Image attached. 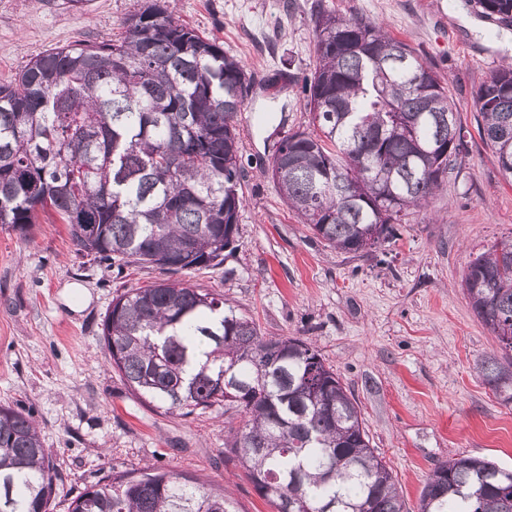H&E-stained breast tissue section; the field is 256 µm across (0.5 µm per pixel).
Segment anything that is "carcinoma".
Listing matches in <instances>:
<instances>
[{"label": "carcinoma", "mask_w": 512, "mask_h": 512, "mask_svg": "<svg viewBox=\"0 0 512 512\" xmlns=\"http://www.w3.org/2000/svg\"><path fill=\"white\" fill-rule=\"evenodd\" d=\"M512 19V0H477ZM116 40H75L0 84V224L24 233L46 209L101 262L217 268L243 204L238 117L250 94L224 44L145 0ZM311 74L288 73L315 129L286 134L268 172L324 247L370 253L424 208L466 146L444 78L383 22L320 10ZM481 138L512 180V63L478 92ZM178 160L177 165L169 162ZM477 317L512 353V240L469 260ZM102 337L144 402L187 416L222 409L229 452L275 512H406L359 406L316 347L261 332L203 288L163 281L112 300ZM512 403V362L477 364ZM53 465L29 416L0 406V512H50ZM66 512H235L221 488L149 466L64 499ZM418 512H512V469L459 454Z\"/></svg>", "instance_id": "1"}]
</instances>
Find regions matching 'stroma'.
Listing matches in <instances>:
<instances>
[{
  "instance_id": "35a3bbf8",
  "label": "stroma",
  "mask_w": 512,
  "mask_h": 512,
  "mask_svg": "<svg viewBox=\"0 0 512 512\" xmlns=\"http://www.w3.org/2000/svg\"><path fill=\"white\" fill-rule=\"evenodd\" d=\"M144 0H0V80L76 40L119 37ZM385 22L447 79L466 151L428 207L384 251L327 250L289 210L268 166L279 136L312 125L278 71L315 65L317 10ZM175 18L240 59L253 91L239 116L238 248L223 266L170 273L103 264L52 213L28 235L0 225V405L37 422L58 498L146 465L273 512L224 456L227 416L182 417L141 401L101 335L112 300L162 280L205 288L261 331L311 342L356 399L375 448L415 512L433 468L459 453L512 469V404L475 371L499 354L462 288L469 256L512 237V183L478 136L476 93L512 57V24L475 0H175Z\"/></svg>"
}]
</instances>
